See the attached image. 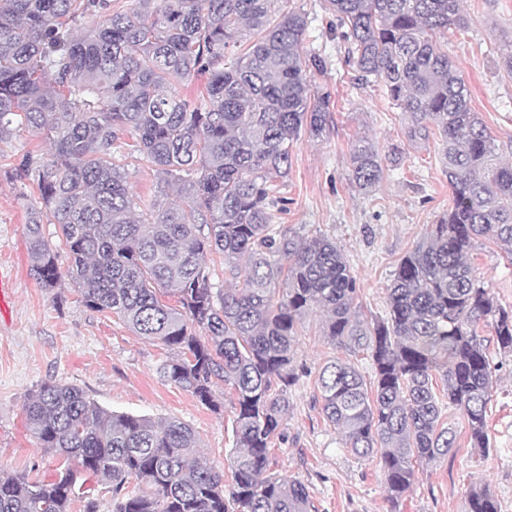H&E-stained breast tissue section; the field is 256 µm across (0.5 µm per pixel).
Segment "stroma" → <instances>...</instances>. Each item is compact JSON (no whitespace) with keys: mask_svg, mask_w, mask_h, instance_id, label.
Here are the masks:
<instances>
[{"mask_svg":"<svg viewBox=\"0 0 512 512\" xmlns=\"http://www.w3.org/2000/svg\"><path fill=\"white\" fill-rule=\"evenodd\" d=\"M287 6L306 16L304 50L317 61L308 76L315 91L329 94L330 117L323 136L305 135L294 145L281 188L285 209L275 212L274 221L306 237L333 238L360 284L364 314L382 317L399 261L451 206L439 162L441 143L435 136L410 140L408 116L382 83L353 81L326 0H288ZM462 8L468 29L449 30L437 41L468 86L473 110L499 147V160L512 162V77L503 67L512 53V0H462ZM362 138L373 143L384 170L369 193L350 179L351 149ZM48 148L44 133L27 127L0 142V266L11 275L10 299L0 316V473L47 480L60 466L25 425L29 394L50 380L76 385L113 411L179 419L194 429L199 453L217 471L228 472L231 406L212 412L189 391L165 381L160 367L169 350L136 336L112 315L87 309L71 280L50 292L31 275L25 233L27 215L39 202L37 187L3 172L22 155ZM112 156L126 173L138 219L153 222L161 185L154 167L140 161L135 136L124 135ZM472 266L498 304L512 308V262L501 248L479 241ZM319 317L310 313L293 344L298 378L288 390L284 439L272 451L274 470L303 480L318 512H466L474 485L488 487L500 512H512V356L493 358L488 452L471 448L460 432L457 448L437 465L420 468L413 489L394 506L377 461L351 455L343 433L323 420L314 403L322 366L347 356L318 336Z\"/></svg>","mask_w":512,"mask_h":512,"instance_id":"35a3bbf8","label":"stroma"}]
</instances>
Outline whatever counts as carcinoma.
<instances>
[{
	"mask_svg": "<svg viewBox=\"0 0 512 512\" xmlns=\"http://www.w3.org/2000/svg\"><path fill=\"white\" fill-rule=\"evenodd\" d=\"M0 0V141L23 125L53 151L24 154L14 170L36 184L29 211L30 271L60 285V251L86 308L110 313L171 350L163 377L215 412L224 383L234 409L231 482L195 454L184 423L116 412L82 389L43 383L27 399L26 424L62 464L49 480L0 474V512H97L86 482L110 484L112 512H317L307 485L271 471L284 439L291 353L315 309L328 342L370 360L368 382L351 361L316 379L324 421L358 458L375 457L394 505L457 447L444 421L458 409L475 448H490V347L512 355V309L474 275L481 239L512 261V164L470 105V91L434 36L464 29L461 0H327L355 80L383 84L406 112L408 136L440 137L452 206L407 253L388 287V313L361 318L360 287L336 242L301 238L273 223L291 147L327 128L329 97L314 91L303 52L307 22L275 0ZM206 79L196 98L168 87ZM138 135L141 160L183 200L157 205L141 224L112 145ZM369 192L383 178L375 146L350 156ZM55 224L59 244L42 225ZM223 256L230 287L214 290L206 255ZM493 330L492 337L482 334ZM78 460L79 469L70 466ZM469 512H499L484 488Z\"/></svg>",
	"mask_w": 512,
	"mask_h": 512,
	"instance_id": "1",
	"label": "carcinoma"
}]
</instances>
